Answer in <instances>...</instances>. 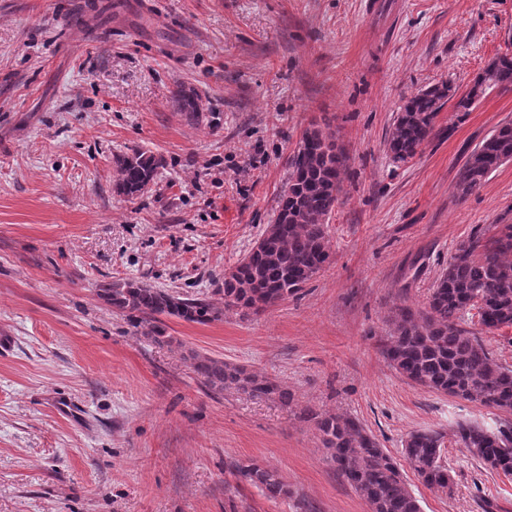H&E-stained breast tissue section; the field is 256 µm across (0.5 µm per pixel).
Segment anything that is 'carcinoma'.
<instances>
[{
  "label": "carcinoma",
  "mask_w": 512,
  "mask_h": 512,
  "mask_svg": "<svg viewBox=\"0 0 512 512\" xmlns=\"http://www.w3.org/2000/svg\"><path fill=\"white\" fill-rule=\"evenodd\" d=\"M512 85V57L492 60L461 96L449 83L419 90L398 114L387 139L396 161L413 158L433 133L446 101L455 97L459 112L496 88ZM173 96L182 111L201 120L198 94L181 85ZM512 160V123L498 127L468 155L457 173L460 198L478 193L491 173ZM117 192L129 199L143 194L163 166L148 151L136 150L115 159ZM288 188L273 224L260 245L224 274V303L184 298L133 280L101 281L97 295L144 330L157 344H169L163 316L207 324L227 312L249 317L295 297L328 263L327 224L344 192L347 156L335 137L317 124L307 128L289 157ZM488 332L512 327V224H501L489 240L473 236L461 241L438 278L425 308L398 306L390 318L384 354L390 365L418 387L478 402L512 415V368L499 363L476 333L463 327L472 307ZM192 368L214 392L234 389L254 397H271L288 405L293 394L265 374L249 372L206 354L192 355ZM318 431L327 460L366 501L370 512H421L397 462L376 438L354 419L329 412L308 413ZM457 442L486 468L512 474V421L496 428L477 421H459ZM444 433L417 430L407 437L403 454L430 489H450L442 463ZM240 477L273 498L291 496L279 473L258 464L238 467Z\"/></svg>",
  "instance_id": "cac0c4a2"
}]
</instances>
